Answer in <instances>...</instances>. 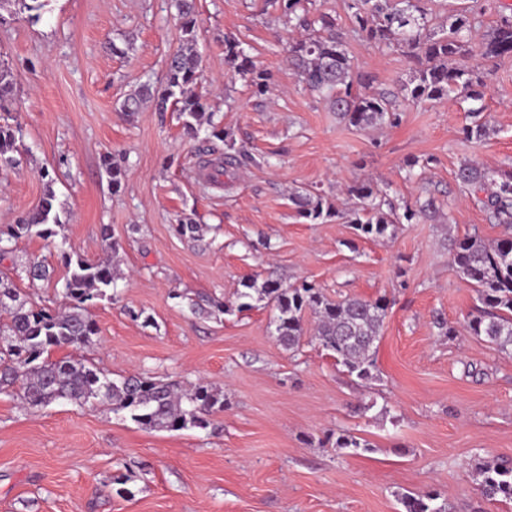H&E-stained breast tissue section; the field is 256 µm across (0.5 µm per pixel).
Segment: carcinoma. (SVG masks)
I'll return each mask as SVG.
<instances>
[{"mask_svg": "<svg viewBox=\"0 0 512 512\" xmlns=\"http://www.w3.org/2000/svg\"><path fill=\"white\" fill-rule=\"evenodd\" d=\"M14 2L29 19H40L45 0H0V8ZM176 9L182 37L169 55L165 81L159 87L141 84L119 104V111L130 116L149 104L157 112L173 110L183 118L185 133L194 138L202 128L224 142L227 150L235 149L229 130L213 121L214 113L196 86L203 77L201 57L196 49V0H171ZM427 0H349L348 21L354 33L378 46L400 50L414 67L398 94H367L361 88L369 84L366 75L357 73L336 19L315 7V0H263V12L273 10L288 32L300 36L288 40V65L298 82L320 95L340 119L362 129L394 125L400 120L401 101L442 100L455 95L470 100V123L462 127L463 140L478 143L490 134L481 118L488 89V73L470 70L458 59L470 51V34L481 25L483 0L431 25ZM482 55L491 61L512 57V13L502 14L482 35ZM224 60L231 71L245 81L257 96H263L274 84L273 75L257 66L240 41L224 38ZM16 79L0 63V167L14 166L21 142V125L15 111ZM112 191L121 187L124 171L107 156L104 159ZM459 185L488 214L489 220L512 228V170H490L475 160L463 161L457 172ZM351 208L340 211L322 193L296 192L291 201L300 217L313 223L338 217L353 225L357 234L385 238L397 225L411 222L416 211L398 210L377 186L355 181L347 185ZM56 195L48 189L41 203L17 224L0 226V245L35 234L46 240L59 235L63 228L55 206ZM450 253L460 276L473 285L483 305L482 314L468 321L475 336H483L501 351H512V233L491 243L477 233L451 240ZM60 258L70 269L63 283L62 296L68 306L25 307L8 278L0 276V307L5 300L16 302L10 321L0 328V388L23 380L22 398L31 407L47 406L59 400L80 405L109 403L115 411H125L141 428L150 431H173L204 428L208 418L224 409V393L198 383L188 388L145 375H128L111 379L94 364L83 359L47 356L64 347H89L98 328L89 313V303L107 297L114 289L116 275L112 262L105 258L89 262L65 250ZM238 297L268 300L276 310L274 317L278 342L294 350L305 335L304 314L316 315L314 338L333 353L336 364L360 380L372 378L374 345L386 317L381 299L349 297L340 302L329 300L321 289L310 283L283 287L253 277L241 281ZM192 313L231 312L226 303L210 298L202 305L193 302ZM339 449L354 452L370 445L350 434L336 438ZM483 496L491 501L502 498L512 502V464L484 462L476 466ZM437 495L412 492L399 497L404 512H447L446 505L436 503Z\"/></svg>", "mask_w": 512, "mask_h": 512, "instance_id": "cac0c4a2", "label": "carcinoma"}]
</instances>
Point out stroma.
I'll list each match as a JSON object with an SVG mask.
<instances>
[{
  "label": "stroma",
  "mask_w": 512,
  "mask_h": 512,
  "mask_svg": "<svg viewBox=\"0 0 512 512\" xmlns=\"http://www.w3.org/2000/svg\"><path fill=\"white\" fill-rule=\"evenodd\" d=\"M261 0H197L198 87L214 121L246 156L218 181L206 161L222 141L190 138L176 113L144 106L127 117L123 97L159 80L180 43L171 0H47L39 21L16 5L0 9V61L18 80L21 164L0 169V225L36 208L54 179L64 224L59 243L19 239L0 259L22 297L61 300L67 275L59 252L103 259V235L119 241L117 297L94 301L90 349L60 348L108 377L149 373L223 390L207 428L149 431L111 407L53 403L30 408L0 392V512H402L407 491L438 494L451 512H512L482 497L475 472L485 460L512 462V354L471 335L477 295L463 280L449 236L499 239L503 226L459 187L468 158L512 167V58L488 64L480 49L464 66L489 71L485 118L491 135L465 142L466 104L403 103L400 122L377 131L340 120L289 70L282 25ZM238 39L275 76L279 97L253 96L231 80L224 39ZM370 91H398L411 63L400 51L347 37ZM121 158L112 190L104 156ZM421 178H405L410 160ZM373 182L400 204H443V219L421 215L394 236L365 239L340 220L312 224L288 196L319 192L345 209L344 188ZM192 218L203 235L175 231ZM40 260L51 282L18 271ZM308 282L332 300L385 298L373 379L336 366L310 337L297 350L276 340L264 301L239 310L243 278ZM189 299L221 297L231 313H192ZM444 319L455 330L445 336ZM367 440L354 454L338 434ZM126 484L119 485L115 476Z\"/></svg>",
  "instance_id": "35a3bbf8"
}]
</instances>
